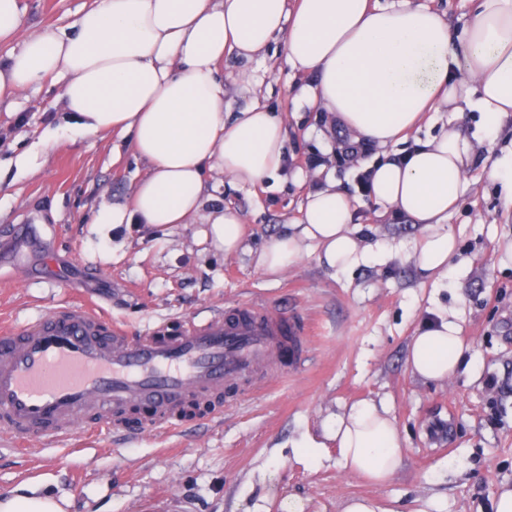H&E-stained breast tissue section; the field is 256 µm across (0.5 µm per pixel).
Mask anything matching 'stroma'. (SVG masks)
<instances>
[{
	"label": "stroma",
	"mask_w": 512,
	"mask_h": 512,
	"mask_svg": "<svg viewBox=\"0 0 512 512\" xmlns=\"http://www.w3.org/2000/svg\"><path fill=\"white\" fill-rule=\"evenodd\" d=\"M93 0H22L25 33L63 28ZM263 84L265 104L288 122V151L279 179L234 187L212 172L208 186L245 217L244 246L233 255L211 250L199 225L158 230L146 224H93L100 204L129 203L145 166L117 136L48 140L41 166L19 171L14 160L50 129L64 125L63 82L48 79L0 104V321L25 322L71 299L98 303L136 333L186 316L204 315L240 299L269 304L304 320L310 362L225 409L222 417L173 432H77L67 443L20 451L0 433V497L22 486L62 498L64 512H283L285 500L304 512H341L351 497L375 500L384 512H491L493 495L512 486V218L486 175L495 160L482 153L471 192L448 216L457 240L454 287L434 288L409 259L421 234L411 219L379 213L356 199L355 221L382 264L346 273L307 255L271 278L254 266L267 239L297 219L320 173L338 188H356L362 149L339 162L332 116L298 100L301 81L283 42L259 60L224 59V101L244 104L237 75ZM322 154L321 168L308 156ZM28 225L13 238L2 232ZM456 310L476 370L426 381L407 364L408 345L424 320ZM385 402L402 438V468L384 484L343 470L335 442L311 468L292 448L308 432L356 402Z\"/></svg>",
	"instance_id": "obj_1"
}]
</instances>
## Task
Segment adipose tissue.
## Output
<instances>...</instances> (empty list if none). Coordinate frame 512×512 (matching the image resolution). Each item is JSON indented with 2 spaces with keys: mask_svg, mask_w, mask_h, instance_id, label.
I'll use <instances>...</instances> for the list:
<instances>
[{
  "mask_svg": "<svg viewBox=\"0 0 512 512\" xmlns=\"http://www.w3.org/2000/svg\"><path fill=\"white\" fill-rule=\"evenodd\" d=\"M21 0H0V102L47 77L64 79L61 99L76 135L117 133L147 165L129 204L103 205L95 224L201 225L203 241L231 255L244 216L215 203L205 175L223 173L244 187L276 177L286 159L287 129L239 75L252 98L224 118L227 55L252 61L284 40L289 65L304 77L303 100L334 115L351 144L392 148L427 113H446L447 129L396 158L372 163L371 200L410 218L422 236L410 258L435 287L448 285L456 241L448 215L469 192L481 152L491 151L512 118V0H476L462 31L417 0H94L70 30L23 34ZM478 113L464 128L465 111ZM355 206L332 176L311 191L298 224L268 240L255 265L276 277L308 254L337 272L369 262ZM452 312L413 337L408 365L428 381L459 369L465 352ZM324 439L306 436L298 455L312 467L336 442L338 465L372 482L391 479L403 462L402 439L388 408L365 400L329 420Z\"/></svg>",
  "mask_w": 512,
  "mask_h": 512,
  "instance_id": "ef3b65f1",
  "label": "adipose tissue"
}]
</instances>
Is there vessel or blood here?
<instances>
[{
  "label": "vessel or blood",
  "instance_id": "vessel-or-blood-1",
  "mask_svg": "<svg viewBox=\"0 0 512 512\" xmlns=\"http://www.w3.org/2000/svg\"><path fill=\"white\" fill-rule=\"evenodd\" d=\"M308 327L259 302L240 301L183 320L176 331L129 335L87 306L61 304L0 332V432L19 446L65 441L76 429L181 427L255 392L256 378L285 376L311 357Z\"/></svg>",
  "mask_w": 512,
  "mask_h": 512
}]
</instances>
